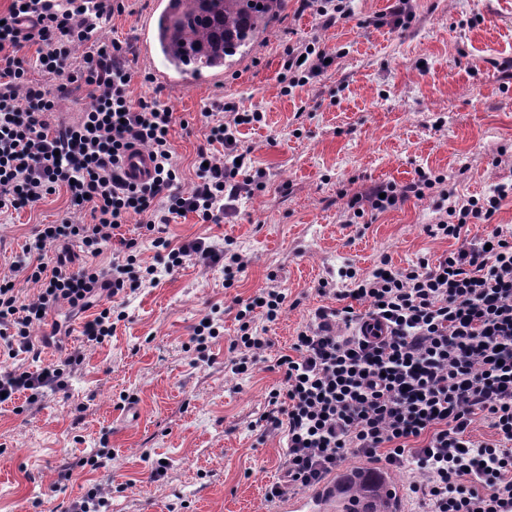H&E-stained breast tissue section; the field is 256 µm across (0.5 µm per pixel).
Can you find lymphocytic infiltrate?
I'll list each match as a JSON object with an SVG mask.
<instances>
[{
	"mask_svg": "<svg viewBox=\"0 0 512 512\" xmlns=\"http://www.w3.org/2000/svg\"><path fill=\"white\" fill-rule=\"evenodd\" d=\"M126 0H10L0 11V212L32 208L58 187L91 221L64 220L35 227L14 266L39 285L37 298L22 302L12 281L0 282V393L36 403L63 389L80 356L63 338L44 337L59 357L40 371L10 366L30 353L33 325L67 305L72 315L94 311L84 324L83 344L103 343L113 329L112 307L101 295L117 296L155 282L156 267L137 268L135 239L118 234L128 216L146 219L155 246L167 252L163 269L174 272L192 260L223 263L226 282L243 272L240 255L192 241L171 246L156 235L171 215L195 214L219 223L228 202L249 192L252 179L240 178L235 132L239 124L261 122L257 112L219 104L228 120H210L207 143L223 156L199 151L197 181L179 183L172 143L173 112L157 97L133 99L129 49L97 36L102 24L123 13ZM84 48L75 57L76 48ZM328 50L309 43L289 47L283 93L305 86L327 70ZM37 68L42 81L30 79ZM86 96L92 106L73 124H56L52 114L62 98ZM149 151L155 166L149 180L130 181L129 151ZM512 181L491 193L456 197L449 176L417 172L409 182H377L354 192L346 222L366 211L384 212L410 199H435L425 225L432 238L458 241L455 251L436 260L419 258L404 267L381 258L367 273L347 268L345 288L320 281L319 291L339 300L317 309L299 331L291 353L281 355L280 385L268 393L259 423L281 434L286 469L266 491L273 501L319 484L347 458H375L412 475L411 493L422 512H512V233L493 224ZM486 223L484 238L469 242L470 225ZM78 239L82 252L111 250L109 266H73L49 252ZM288 302L281 288H265L239 301V334L231 369L246 373L269 340L256 320L277 321ZM378 331L366 335L368 322ZM483 414L493 436L476 440L470 426Z\"/></svg>",
	"mask_w": 512,
	"mask_h": 512,
	"instance_id": "obj_1",
	"label": "lymphocytic infiltrate"
}]
</instances>
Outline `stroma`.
<instances>
[{"label":"stroma","instance_id":"35a3bbf8","mask_svg":"<svg viewBox=\"0 0 512 512\" xmlns=\"http://www.w3.org/2000/svg\"><path fill=\"white\" fill-rule=\"evenodd\" d=\"M155 2L132 0V13L113 17L98 36L130 46L133 98L159 94L174 112L181 187L196 182L201 147L223 152L205 141L206 112L233 101L264 116L237 133L253 194L221 223L190 213L166 226L176 245L232 240L245 269L229 285L223 266L190 260L158 285L119 294L124 319L103 345L84 350L64 390L34 405L21 395L1 404L0 512H63L92 487L108 512H280L265 489L285 465L283 440L254 424L282 378L279 356L316 308L337 304L319 294V282L347 267L367 272L384 256L404 267L458 247L425 233L429 200L344 223L345 190L401 185L422 170L453 173L467 197L512 176V0H410L406 28L375 22L392 0H353V18L328 29L285 0L274 34L222 82L187 76L162 86L140 58V23ZM312 41L341 58L283 95L289 47ZM65 218L84 224L89 213L71 209L62 189L34 208L0 212V280L14 281L21 301L39 288L13 271L12 258L36 225ZM273 285L285 289L288 306L269 327L272 344L251 371L233 373L234 301ZM213 311L220 336L197 350L193 329ZM104 445L107 466H85ZM66 462L73 469L63 481Z\"/></svg>","mask_w":512,"mask_h":512}]
</instances>
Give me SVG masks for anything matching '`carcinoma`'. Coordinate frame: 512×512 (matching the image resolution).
Returning <instances> with one entry per match:
<instances>
[{"label":"carcinoma","instance_id":"obj_1","mask_svg":"<svg viewBox=\"0 0 512 512\" xmlns=\"http://www.w3.org/2000/svg\"><path fill=\"white\" fill-rule=\"evenodd\" d=\"M158 16L162 51L179 75L228 68L270 33L284 0H171Z\"/></svg>","mask_w":512,"mask_h":512}]
</instances>
